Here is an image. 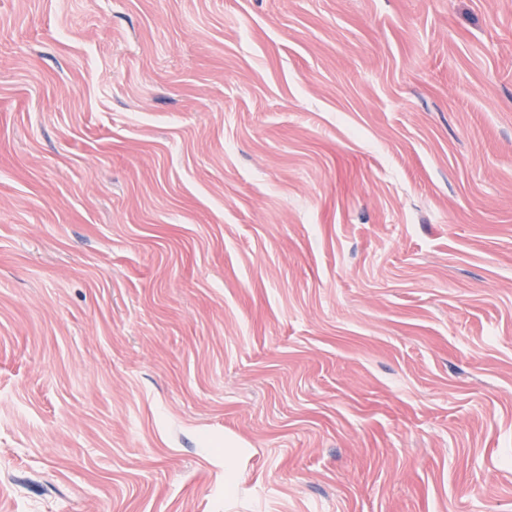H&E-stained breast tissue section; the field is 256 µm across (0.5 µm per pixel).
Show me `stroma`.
<instances>
[{
	"mask_svg": "<svg viewBox=\"0 0 512 512\" xmlns=\"http://www.w3.org/2000/svg\"><path fill=\"white\" fill-rule=\"evenodd\" d=\"M0 512H512V0H0Z\"/></svg>",
	"mask_w": 512,
	"mask_h": 512,
	"instance_id": "35a3bbf8",
	"label": "stroma"
}]
</instances>
